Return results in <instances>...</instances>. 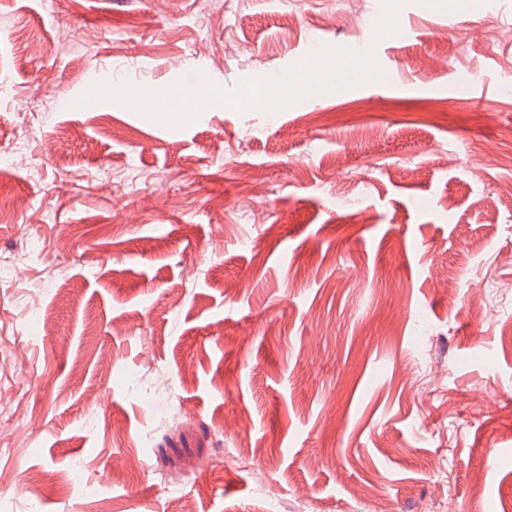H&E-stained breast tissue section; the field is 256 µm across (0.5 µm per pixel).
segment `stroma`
Returning <instances> with one entry per match:
<instances>
[{"label":"stroma","instance_id":"35a3bbf8","mask_svg":"<svg viewBox=\"0 0 512 512\" xmlns=\"http://www.w3.org/2000/svg\"><path fill=\"white\" fill-rule=\"evenodd\" d=\"M508 87L512 0H0V512H503ZM372 69L368 63L367 57L363 54H352L341 62L336 60V71L327 70L326 78L329 81H336L337 84L351 82L366 73H371Z\"/></svg>","mask_w":512,"mask_h":512}]
</instances>
